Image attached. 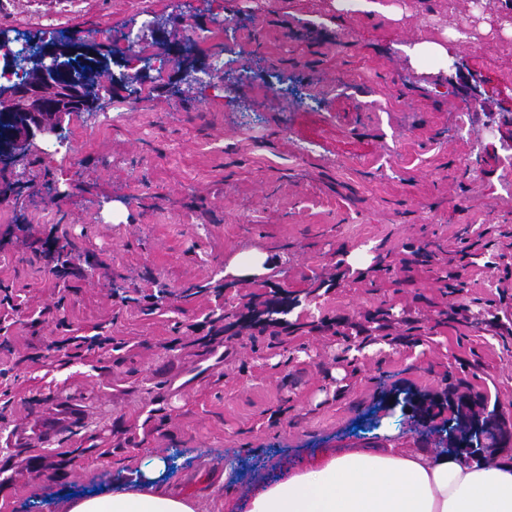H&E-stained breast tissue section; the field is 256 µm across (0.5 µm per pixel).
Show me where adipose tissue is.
Returning a JSON list of instances; mask_svg holds the SVG:
<instances>
[{
    "label": "adipose tissue",
    "mask_w": 512,
    "mask_h": 512,
    "mask_svg": "<svg viewBox=\"0 0 512 512\" xmlns=\"http://www.w3.org/2000/svg\"><path fill=\"white\" fill-rule=\"evenodd\" d=\"M154 460L135 486L69 498L62 512H195L165 491ZM245 512H512V460L464 461L445 451L339 448L254 490Z\"/></svg>",
    "instance_id": "obj_1"
}]
</instances>
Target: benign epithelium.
<instances>
[{"label": "benign epithelium", "instance_id": "obj_1", "mask_svg": "<svg viewBox=\"0 0 512 512\" xmlns=\"http://www.w3.org/2000/svg\"><path fill=\"white\" fill-rule=\"evenodd\" d=\"M78 48L67 40L43 43L40 55L28 61L29 76L20 83L0 86V111L9 116L12 127L0 137V161L10 162L23 155L36 138L52 140L63 130L67 116L96 103L82 90L63 81L54 65L60 57H72ZM486 452L512 445V431L490 419L485 427Z\"/></svg>", "mask_w": 512, "mask_h": 512}]
</instances>
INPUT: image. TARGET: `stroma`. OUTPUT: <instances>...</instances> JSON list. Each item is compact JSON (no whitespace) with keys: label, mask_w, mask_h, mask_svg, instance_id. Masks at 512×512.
Masks as SVG:
<instances>
[{"label":"stroma","mask_w":512,"mask_h":512,"mask_svg":"<svg viewBox=\"0 0 512 512\" xmlns=\"http://www.w3.org/2000/svg\"><path fill=\"white\" fill-rule=\"evenodd\" d=\"M383 2L394 17L336 0H10L5 29L56 18L112 76L97 111L66 118L69 155L39 141L0 168V289L22 305L0 331V431L40 410L49 424L83 414L48 447L0 446V512H60L156 457L195 512H240L258 483L331 448L436 449L467 390L512 428V190L498 160L512 13L500 0ZM228 12L236 41L185 51ZM122 30L172 67L120 80ZM424 42L456 68L411 56ZM228 58L281 90L225 82ZM427 242L434 258L407 263ZM361 246L358 269L346 257ZM250 250L273 276L225 275ZM281 300L282 347L238 319L202 344L225 308ZM387 308L419 335L393 321L364 342ZM70 333L116 348L64 366L53 345Z\"/></svg>","instance_id":"obj_1"}]
</instances>
